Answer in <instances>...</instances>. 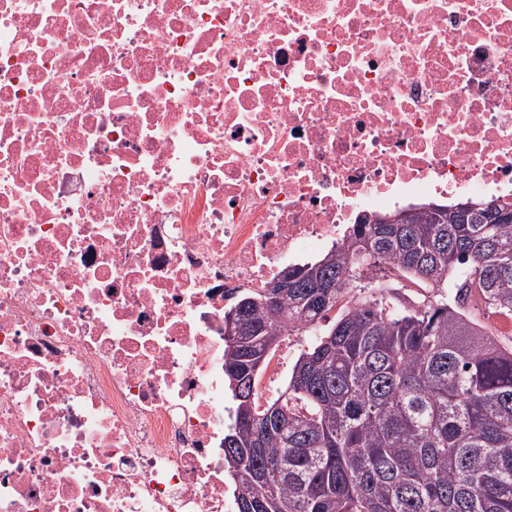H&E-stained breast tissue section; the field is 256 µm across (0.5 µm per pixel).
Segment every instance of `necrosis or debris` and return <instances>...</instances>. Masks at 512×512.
<instances>
[{"label":"necrosis or debris","mask_w":512,"mask_h":512,"mask_svg":"<svg viewBox=\"0 0 512 512\" xmlns=\"http://www.w3.org/2000/svg\"><path fill=\"white\" fill-rule=\"evenodd\" d=\"M473 197L512 0H0V512H235L225 312Z\"/></svg>","instance_id":"obj_1"}]
</instances>
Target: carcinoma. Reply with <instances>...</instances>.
<instances>
[{"label":"carcinoma","mask_w":512,"mask_h":512,"mask_svg":"<svg viewBox=\"0 0 512 512\" xmlns=\"http://www.w3.org/2000/svg\"><path fill=\"white\" fill-rule=\"evenodd\" d=\"M360 250L392 289L361 284ZM315 267L333 287L275 306L247 295L264 333L224 342V375L246 391L224 434L237 512H512V345L465 313L475 292L512 317V203L356 224L292 270ZM287 336L308 340L288 398L263 406L251 368Z\"/></svg>","instance_id":"carcinoma-1"}]
</instances>
